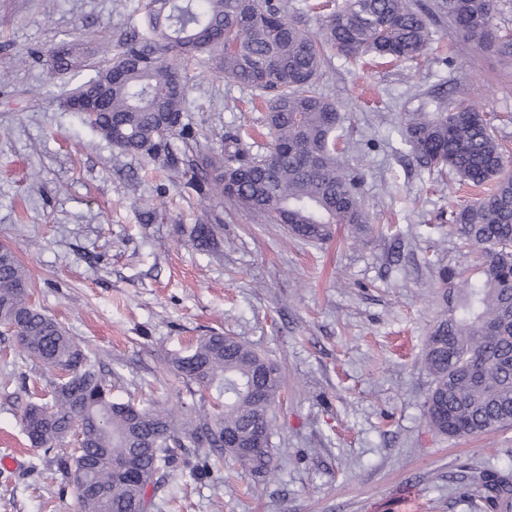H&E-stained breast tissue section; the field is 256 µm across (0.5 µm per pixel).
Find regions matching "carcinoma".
I'll list each match as a JSON object with an SVG mask.
<instances>
[{"label":"carcinoma","mask_w":512,"mask_h":512,"mask_svg":"<svg viewBox=\"0 0 512 512\" xmlns=\"http://www.w3.org/2000/svg\"><path fill=\"white\" fill-rule=\"evenodd\" d=\"M327 12L313 32L292 0H139V22L116 44L91 48L72 38L48 53L50 75L85 70L92 75L65 103L92 98L94 114L78 111L120 152L165 168L197 191L204 223L190 231L203 248L224 223L227 205L260 224H285L307 242L333 237L334 226L363 230L372 223L354 171L338 160L336 104L318 92L327 51L348 58L414 61L432 42L430 21L448 19L451 33L495 48L512 60V33L500 35L498 0H315ZM214 71L263 99L269 149L252 152L242 128L216 146H201L184 123L200 58ZM420 164L446 180L487 186L476 200L457 205L449 221L457 239L479 249L481 264L461 278L442 267L448 315L435 324L420 353L431 375L424 418L437 434L480 436L512 426V174L487 113L461 103L445 112H411L397 129ZM184 140L176 153L171 139ZM32 281L15 253L0 246V327L11 330L32 362L61 371L45 403H30L24 428L35 449L49 452L77 437L71 452L55 456L58 471L77 492L79 512H151L147 496L164 482L170 448H195L198 480L229 456L251 475L274 474L269 448L273 406L286 385L282 369L251 345L214 332L184 356L169 360L176 374L216 393L217 410L174 407L112 396L97 360L65 327L30 300ZM483 507L512 512V471L473 477Z\"/></svg>","instance_id":"obj_1"}]
</instances>
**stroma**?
<instances>
[{
  "instance_id": "1",
  "label": "stroma",
  "mask_w": 512,
  "mask_h": 512,
  "mask_svg": "<svg viewBox=\"0 0 512 512\" xmlns=\"http://www.w3.org/2000/svg\"><path fill=\"white\" fill-rule=\"evenodd\" d=\"M136 0H0V244L31 275V299L108 373L114 397L154 398L188 410L202 392L169 367L199 337L223 332L278 364L287 391L275 411L273 477L229 460L188 478L190 448L155 492L159 512H476V472L512 465V427L445 439L427 426L432 385L419 355L441 315L437 270L480 262L448 222L473 187L442 188L396 132L410 112L473 102L512 155V61L434 24L428 53L404 64L329 55L319 91L336 104L340 159L361 177L376 228L338 226L312 244L284 225L225 209L214 245L196 250L195 190L158 165L122 154L60 99L43 52L80 33L117 39ZM249 90L202 69L190 93L194 130L219 143L262 128ZM163 197L154 223L140 207ZM54 372L22 363L0 327V512H78L76 490L32 448L22 414Z\"/></svg>"
}]
</instances>
